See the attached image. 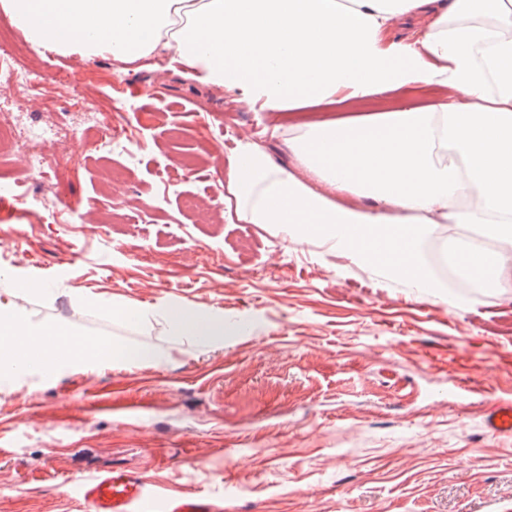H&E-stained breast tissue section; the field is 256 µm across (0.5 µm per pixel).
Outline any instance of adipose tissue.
<instances>
[{"mask_svg":"<svg viewBox=\"0 0 512 512\" xmlns=\"http://www.w3.org/2000/svg\"><path fill=\"white\" fill-rule=\"evenodd\" d=\"M34 50L131 61L173 53L188 79L261 110L361 100L411 84L432 104L321 120L289 138L308 177L240 140L224 172L239 221L269 225L325 255L375 265L413 288L442 282L423 245L445 224L458 287L497 286L512 269V0H0ZM404 23L411 34L390 40ZM373 205L348 204V196ZM0 290V365L42 372L59 360L96 369L121 358L103 340L32 322ZM203 347L223 342L221 312L164 303L135 310Z\"/></svg>","mask_w":512,"mask_h":512,"instance_id":"obj_1","label":"adipose tissue"}]
</instances>
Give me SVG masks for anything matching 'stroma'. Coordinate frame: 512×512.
Here are the masks:
<instances>
[{"label": "stroma", "instance_id": "1", "mask_svg": "<svg viewBox=\"0 0 512 512\" xmlns=\"http://www.w3.org/2000/svg\"><path fill=\"white\" fill-rule=\"evenodd\" d=\"M15 32L10 54L43 84L24 103L0 74V117L23 130L68 109L79 137L42 142L43 178L0 152V194L46 199L0 222V275L54 288L18 292L32 321L160 359L1 381L0 512H81L68 485L119 468L224 512H512V438L483 428L512 399V274L462 306L421 300L219 200L226 130L296 173L288 138L363 101L262 112L110 57L60 56L54 81ZM160 302L220 310L230 332L204 348L112 313Z\"/></svg>", "mask_w": 512, "mask_h": 512}]
</instances>
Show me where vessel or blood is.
I'll list each match as a JSON object with an SVG mask.
<instances>
[{
  "label": "vessel or blood",
  "mask_w": 512,
  "mask_h": 512,
  "mask_svg": "<svg viewBox=\"0 0 512 512\" xmlns=\"http://www.w3.org/2000/svg\"><path fill=\"white\" fill-rule=\"evenodd\" d=\"M484 425L493 437L512 435V401L496 403L486 413ZM84 512H223L214 500L162 496L140 473L113 469L71 487Z\"/></svg>",
  "instance_id": "vessel-or-blood-1"
}]
</instances>
